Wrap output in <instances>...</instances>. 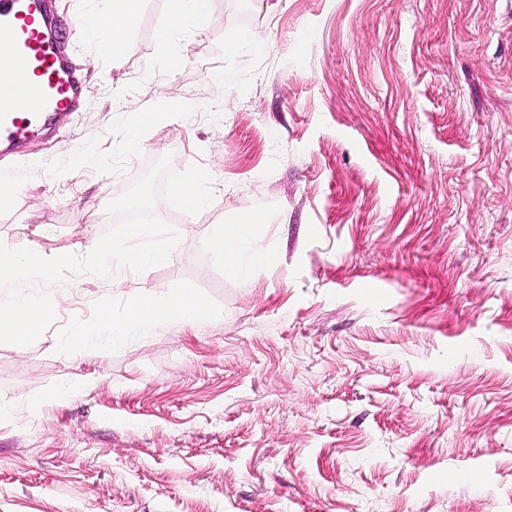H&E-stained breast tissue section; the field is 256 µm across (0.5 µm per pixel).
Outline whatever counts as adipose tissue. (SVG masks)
Segmentation results:
<instances>
[{
    "mask_svg": "<svg viewBox=\"0 0 512 512\" xmlns=\"http://www.w3.org/2000/svg\"><path fill=\"white\" fill-rule=\"evenodd\" d=\"M209 6L210 0H169L168 20L156 33L159 45L168 47L174 33L196 28L200 20L206 18ZM262 221V213L254 212L236 223L217 225L210 229L208 246L223 262L228 274L242 272L240 246L249 238L252 225ZM211 320L212 312L199 296L180 294L165 299L145 297L131 307L121 319L115 318L110 309H103L98 327L111 335L113 344L119 345L123 343L129 331L136 327H152L170 322L201 325Z\"/></svg>",
    "mask_w": 512,
    "mask_h": 512,
    "instance_id": "adipose-tissue-1",
    "label": "adipose tissue"
}]
</instances>
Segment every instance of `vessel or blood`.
<instances>
[{"label":"vessel or blood","mask_w":512,"mask_h":512,"mask_svg":"<svg viewBox=\"0 0 512 512\" xmlns=\"http://www.w3.org/2000/svg\"><path fill=\"white\" fill-rule=\"evenodd\" d=\"M58 42L49 0H0V69L12 75L0 83L1 148L78 110L81 79Z\"/></svg>","instance_id":"1"}]
</instances>
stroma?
<instances>
[{
    "instance_id": "stroma-1",
    "label": "stroma",
    "mask_w": 512,
    "mask_h": 512,
    "mask_svg": "<svg viewBox=\"0 0 512 512\" xmlns=\"http://www.w3.org/2000/svg\"><path fill=\"white\" fill-rule=\"evenodd\" d=\"M51 5L82 104L0 155V243L81 254L166 155L215 199L158 201L171 262L66 273L52 327L0 344V512H512V0H212L167 49L138 0L119 57L77 29L110 0ZM259 209L231 276L210 227ZM147 290L215 318L71 346Z\"/></svg>"
}]
</instances>
